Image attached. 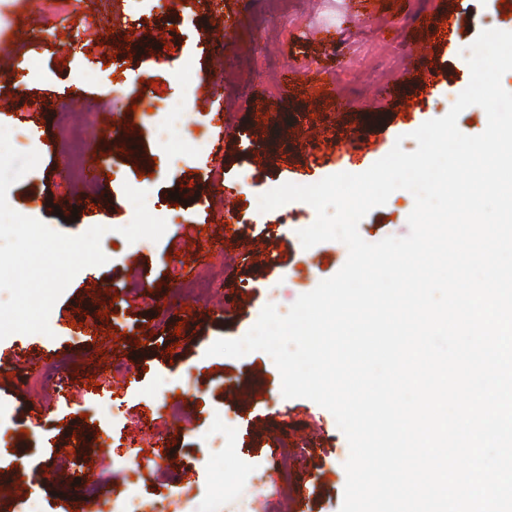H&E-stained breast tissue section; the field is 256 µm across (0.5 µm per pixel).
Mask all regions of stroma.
Here are the masks:
<instances>
[{
  "label": "stroma",
  "mask_w": 512,
  "mask_h": 512,
  "mask_svg": "<svg viewBox=\"0 0 512 512\" xmlns=\"http://www.w3.org/2000/svg\"><path fill=\"white\" fill-rule=\"evenodd\" d=\"M447 26L443 45L434 36ZM509 27L512 0H70L53 18L25 0L0 5V126L15 149L40 155L8 203L70 236L109 227L106 263L73 278L51 335L0 340V512L27 502L68 512L74 488L97 512L128 476L147 512L189 498L207 512L217 489L246 491L251 469L275 475L272 451L285 442L291 480L269 487L266 512H340L350 447L332 413L284 398L266 352L207 353L347 260L337 241L303 248L309 204L263 212L259 198L364 172L397 144L414 151L413 132L467 87L463 62L480 32ZM185 59L195 65L186 81L173 68ZM76 101L96 116L84 143L90 193L73 186L58 146L55 116ZM359 130L369 152L357 149ZM129 186L165 221L159 240L121 234L134 217ZM414 205L392 193L361 220V237L408 234ZM227 263L205 296L176 293L182 275ZM37 378L44 391L31 389ZM176 397L181 424L166 411Z\"/></svg>",
  "instance_id": "35a3bbf8"
}]
</instances>
